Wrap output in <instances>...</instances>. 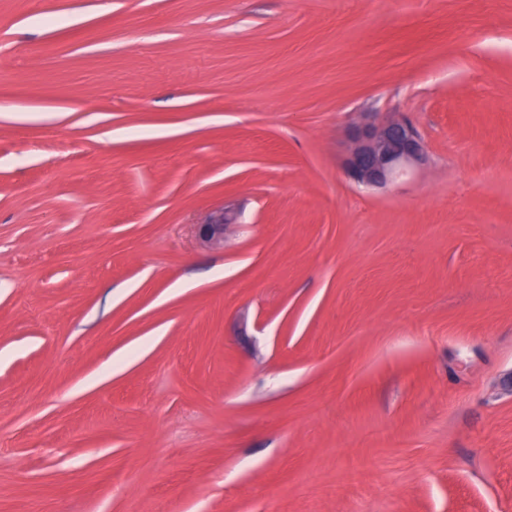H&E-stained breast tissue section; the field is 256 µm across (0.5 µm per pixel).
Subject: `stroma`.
Returning <instances> with one entry per match:
<instances>
[{
    "mask_svg": "<svg viewBox=\"0 0 512 512\" xmlns=\"http://www.w3.org/2000/svg\"><path fill=\"white\" fill-rule=\"evenodd\" d=\"M367 112L423 138L384 188ZM36 502L512 512V0H0V512ZM353 141L345 162L348 176L367 186L384 187L403 176L408 167L422 160L421 139L405 118H367L353 126ZM228 209L221 208L210 213L198 226L199 237L207 244L224 243V226L228 223Z\"/></svg>",
    "mask_w": 512,
    "mask_h": 512,
    "instance_id": "1",
    "label": "stroma"
}]
</instances>
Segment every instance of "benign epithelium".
<instances>
[{
	"mask_svg": "<svg viewBox=\"0 0 512 512\" xmlns=\"http://www.w3.org/2000/svg\"><path fill=\"white\" fill-rule=\"evenodd\" d=\"M349 135L353 141L351 153L345 162L348 176L367 186L384 187L403 176L408 167L422 160L421 139L405 118L377 120L368 118L353 126ZM228 209L210 213L198 225V234L207 244L224 242V226L228 223Z\"/></svg>",
	"mask_w": 512,
	"mask_h": 512,
	"instance_id": "1",
	"label": "benign epithelium"
}]
</instances>
